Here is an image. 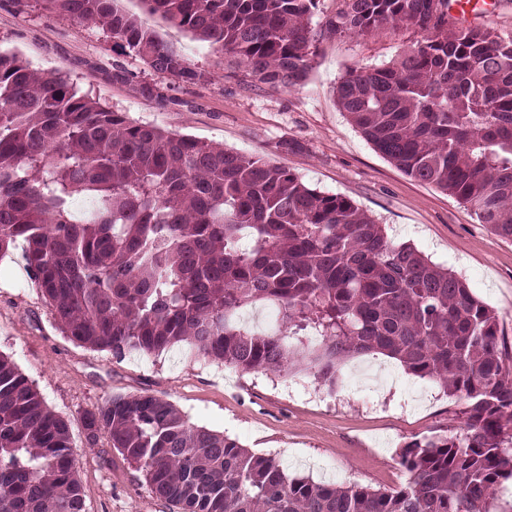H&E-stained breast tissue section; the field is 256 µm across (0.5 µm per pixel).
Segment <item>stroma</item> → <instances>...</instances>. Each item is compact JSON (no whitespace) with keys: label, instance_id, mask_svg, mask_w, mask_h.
Here are the masks:
<instances>
[{"label":"stroma","instance_id":"stroma-1","mask_svg":"<svg viewBox=\"0 0 512 512\" xmlns=\"http://www.w3.org/2000/svg\"><path fill=\"white\" fill-rule=\"evenodd\" d=\"M151 23L201 73L200 82L156 76L104 26L51 15L42 0L18 6L0 0V49L18 53L36 71L63 72L130 120L263 157L319 191L348 197L384 224L393 242L413 244L465 279L471 293L497 313L502 340L512 350V241L478 223L456 198L383 158L334 96L347 72L389 63L422 40L423 31L388 27L365 36H321L306 81L288 89L258 82L245 67L227 64L223 54L161 18ZM448 25L512 32V0H480L467 19L452 16ZM116 62L136 82L163 86L170 103L158 106L134 84L113 83ZM0 352L67 421L86 512H170L106 440L86 442L85 414L112 395L162 397L191 424L274 457L288 472L381 490L406 483L399 463L406 443L464 428L463 400L378 353L345 359L331 391L314 380L300 387V372L279 376L207 362L183 345L118 359L76 343L58 327L18 246L0 259Z\"/></svg>","mask_w":512,"mask_h":512}]
</instances>
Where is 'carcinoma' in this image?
Wrapping results in <instances>:
<instances>
[{"label": "carcinoma", "instance_id": "obj_1", "mask_svg": "<svg viewBox=\"0 0 512 512\" xmlns=\"http://www.w3.org/2000/svg\"><path fill=\"white\" fill-rule=\"evenodd\" d=\"M151 15L231 54L260 83L307 79L318 0H141ZM324 32L428 31L392 64L347 73L335 97L383 157L455 196L512 240V33L448 32L449 0H342ZM92 18L157 75H202L117 0H44ZM138 93L164 107L163 87ZM95 199L78 220L73 196ZM24 243L26 269L62 332L116 358L177 344L242 371L305 368L336 385L337 365L382 353L467 401L464 432L414 439L405 485L375 490L291 477L273 457L188 422L149 393L112 395L86 413V441L107 439L174 512H494L512 479V354L499 318L465 281L392 243L352 200L295 173L129 120L60 72L39 75L0 51V257ZM278 305L295 346L239 320ZM0 512H85L67 422L0 353Z\"/></svg>", "mask_w": 512, "mask_h": 512}]
</instances>
